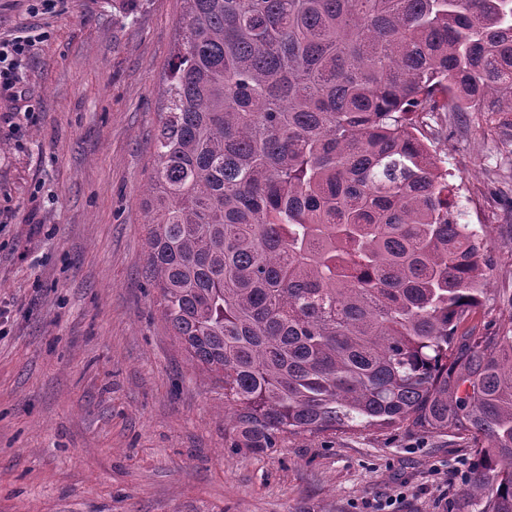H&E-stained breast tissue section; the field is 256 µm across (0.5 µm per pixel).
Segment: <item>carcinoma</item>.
<instances>
[{"label":"carcinoma","mask_w":512,"mask_h":512,"mask_svg":"<svg viewBox=\"0 0 512 512\" xmlns=\"http://www.w3.org/2000/svg\"><path fill=\"white\" fill-rule=\"evenodd\" d=\"M146 275L224 429L467 442L446 512H512V327L424 128L512 127V0H184Z\"/></svg>","instance_id":"cac0c4a2"}]
</instances>
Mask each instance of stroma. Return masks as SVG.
<instances>
[{"label": "stroma", "mask_w": 512, "mask_h": 512, "mask_svg": "<svg viewBox=\"0 0 512 512\" xmlns=\"http://www.w3.org/2000/svg\"><path fill=\"white\" fill-rule=\"evenodd\" d=\"M184 0H0L30 45L0 96V512H443L465 443L406 429L224 431L146 278L144 189ZM463 223L488 235L490 300L512 325V130L439 120Z\"/></svg>", "instance_id": "stroma-1"}]
</instances>
